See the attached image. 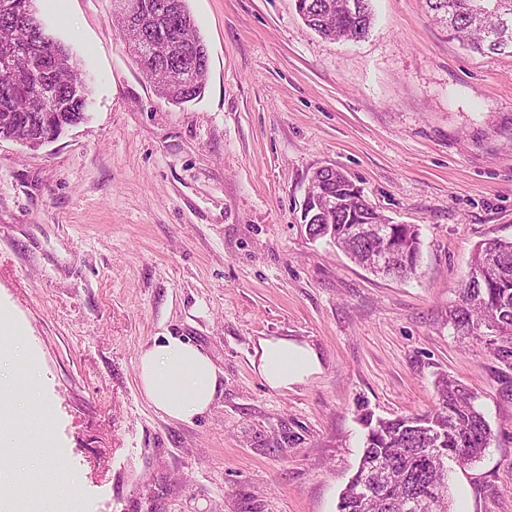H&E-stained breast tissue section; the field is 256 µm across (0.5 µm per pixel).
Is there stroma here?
Here are the masks:
<instances>
[{"instance_id": "1", "label": "stroma", "mask_w": 512, "mask_h": 512, "mask_svg": "<svg viewBox=\"0 0 512 512\" xmlns=\"http://www.w3.org/2000/svg\"><path fill=\"white\" fill-rule=\"evenodd\" d=\"M207 46L204 94L161 98L114 25V0H34L87 75L84 120L39 149L0 138V311L49 410L10 401L0 484L13 512H337L357 469L359 406L433 409L447 374L494 438L447 471L450 512H512V375L448 310L473 249L512 238V56L480 54L424 0H372L358 41L310 29L295 0H187ZM343 170L374 207L418 225L416 276L374 275L307 236L308 180ZM224 373L204 415L143 396L162 336ZM320 353L321 373L269 389L258 337Z\"/></svg>"}]
</instances>
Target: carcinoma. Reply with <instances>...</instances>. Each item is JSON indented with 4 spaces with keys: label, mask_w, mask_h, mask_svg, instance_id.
<instances>
[{
    "label": "carcinoma",
    "mask_w": 512,
    "mask_h": 512,
    "mask_svg": "<svg viewBox=\"0 0 512 512\" xmlns=\"http://www.w3.org/2000/svg\"><path fill=\"white\" fill-rule=\"evenodd\" d=\"M143 21L173 51L161 61L150 59L135 35L120 27L129 52L140 67L154 71L158 94L183 104L205 91L208 69L191 53L208 55L206 45L188 22L186 0H140ZM434 20L478 52L512 54V0H425ZM296 8L315 32L332 40L365 36L372 24L371 0H296ZM39 20L32 0H0V134L22 140L49 133L60 136L81 118L87 90L79 89L51 65L66 45L39 42L32 23ZM197 65H192V61ZM181 70V79L167 72ZM313 239L325 238L351 260L373 270L380 242L356 233L360 224H381L387 233L391 264L384 275L405 279L417 272L420 231L415 224H393L378 212L344 172L323 180L322 194L305 204ZM460 302L448 322L462 338L484 342L506 373L512 370V239H490L474 249L459 288ZM494 331H482L485 326ZM435 409L393 419L364 409L363 450L357 470L339 496L337 512H449L444 494V459L465 466L481 457L493 439L491 426L475 404L476 396L457 379L436 382Z\"/></svg>",
    "instance_id": "cac0c4a2"
}]
</instances>
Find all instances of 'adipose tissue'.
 <instances>
[{"label":"adipose tissue","mask_w":512,"mask_h":512,"mask_svg":"<svg viewBox=\"0 0 512 512\" xmlns=\"http://www.w3.org/2000/svg\"><path fill=\"white\" fill-rule=\"evenodd\" d=\"M252 365L270 389L287 391L322 371L318 351L286 337H260ZM139 387L158 411L171 420L190 423L212 405L222 373L208 353L178 336H165L138 357Z\"/></svg>","instance_id":"1"}]
</instances>
